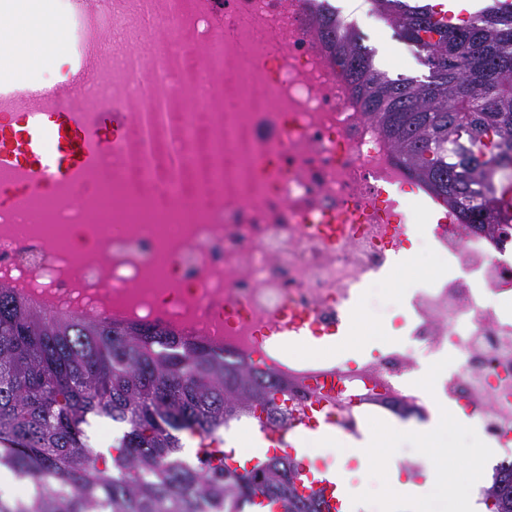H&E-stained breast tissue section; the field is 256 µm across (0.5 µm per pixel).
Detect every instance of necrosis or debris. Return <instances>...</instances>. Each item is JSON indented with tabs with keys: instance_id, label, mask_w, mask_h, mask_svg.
Here are the masks:
<instances>
[{
	"instance_id": "necrosis-or-debris-1",
	"label": "necrosis or debris",
	"mask_w": 512,
	"mask_h": 512,
	"mask_svg": "<svg viewBox=\"0 0 512 512\" xmlns=\"http://www.w3.org/2000/svg\"><path fill=\"white\" fill-rule=\"evenodd\" d=\"M234 31L205 51L135 56L176 71L155 124L138 119L112 154V179L87 188L78 220L52 196L35 217L0 220V283L23 281L60 311L156 320L201 336L235 358H272L306 377L335 369L324 355L289 364V334L335 335L391 279L409 237L438 258L410 302V338L454 350L444 389L480 404L485 435L512 437V258L488 228L405 200L404 170L354 102L313 29L305 0H223ZM416 367L395 346L348 376L345 402L379 388L392 411L411 403Z\"/></svg>"
}]
</instances>
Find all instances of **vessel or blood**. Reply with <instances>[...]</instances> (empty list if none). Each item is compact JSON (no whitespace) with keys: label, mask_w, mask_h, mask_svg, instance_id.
Listing matches in <instances>:
<instances>
[{"label":"vessel or blood","mask_w":512,"mask_h":512,"mask_svg":"<svg viewBox=\"0 0 512 512\" xmlns=\"http://www.w3.org/2000/svg\"><path fill=\"white\" fill-rule=\"evenodd\" d=\"M198 11L207 18L203 38L223 37L224 11L216 0H199ZM64 19L69 62L58 83L43 87L0 79V197L21 218L30 212V195L42 188L75 206L77 194L108 169L146 88L158 98L166 93L167 84L127 54L139 31L158 30L166 48L193 43L169 0H65ZM119 71L128 74V82H114ZM336 378L333 372L314 378L324 395L299 420L300 430L319 428ZM298 470L299 495L317 494L322 512H353L339 470L315 471L304 459Z\"/></svg>","instance_id":"obj_1"}]
</instances>
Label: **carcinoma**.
<instances>
[{
  "label": "carcinoma",
  "mask_w": 512,
  "mask_h": 512,
  "mask_svg": "<svg viewBox=\"0 0 512 512\" xmlns=\"http://www.w3.org/2000/svg\"><path fill=\"white\" fill-rule=\"evenodd\" d=\"M372 2L427 74L389 76L352 26L315 5V29L362 112L461 223H508L512 182L497 173L512 165V0L463 24L424 0ZM461 130L471 132L467 155L452 151ZM294 388L160 322L53 313L0 285V470L33 486L0 497V512H199L201 502L242 512L258 496L281 512H320L318 498L297 493L290 457L239 472L205 444L243 418L288 426L275 395ZM96 418L122 429L108 458L89 444ZM184 433L198 437L194 462L182 455ZM484 494L489 512H512V460Z\"/></svg>",
  "instance_id": "cac0c4a2"
}]
</instances>
